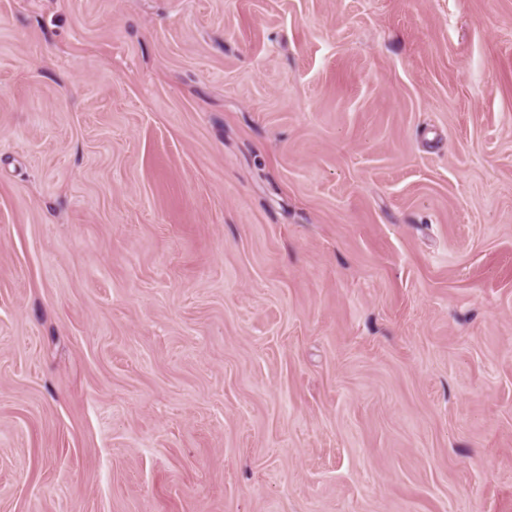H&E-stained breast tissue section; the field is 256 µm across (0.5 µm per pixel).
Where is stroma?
I'll return each instance as SVG.
<instances>
[{
    "instance_id": "35a3bbf8",
    "label": "stroma",
    "mask_w": 512,
    "mask_h": 512,
    "mask_svg": "<svg viewBox=\"0 0 512 512\" xmlns=\"http://www.w3.org/2000/svg\"><path fill=\"white\" fill-rule=\"evenodd\" d=\"M0 512H512V0H0Z\"/></svg>"
}]
</instances>
